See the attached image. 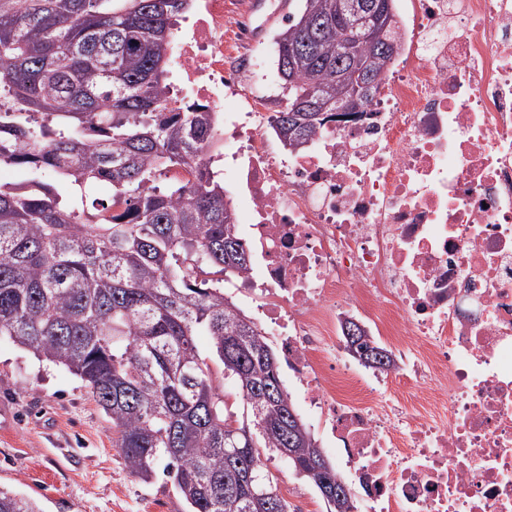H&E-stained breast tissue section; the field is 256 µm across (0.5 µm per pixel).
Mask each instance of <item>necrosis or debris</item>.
I'll use <instances>...</instances> for the list:
<instances>
[{"label": "necrosis or debris", "mask_w": 512, "mask_h": 512, "mask_svg": "<svg viewBox=\"0 0 512 512\" xmlns=\"http://www.w3.org/2000/svg\"><path fill=\"white\" fill-rule=\"evenodd\" d=\"M177 102L220 115L253 259L228 287L279 343L371 512H512V0H404L364 113L281 148L224 109L250 16L198 0ZM389 367H355L348 323Z\"/></svg>", "instance_id": "4bbe7bcc"}]
</instances>
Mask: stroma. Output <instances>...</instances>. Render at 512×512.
Instances as JSON below:
<instances>
[{"label":"stroma","instance_id":"1","mask_svg":"<svg viewBox=\"0 0 512 512\" xmlns=\"http://www.w3.org/2000/svg\"><path fill=\"white\" fill-rule=\"evenodd\" d=\"M280 378L326 457L347 471L296 376L284 367ZM267 466L293 512H326L284 458L270 454ZM164 468L157 463L146 481L131 475L84 383L0 338V487L35 499L42 512H187Z\"/></svg>","mask_w":512,"mask_h":512}]
</instances>
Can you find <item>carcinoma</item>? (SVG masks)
Masks as SVG:
<instances>
[{
	"instance_id": "carcinoma-1",
	"label": "carcinoma",
	"mask_w": 512,
	"mask_h": 512,
	"mask_svg": "<svg viewBox=\"0 0 512 512\" xmlns=\"http://www.w3.org/2000/svg\"><path fill=\"white\" fill-rule=\"evenodd\" d=\"M276 36L296 148L351 97L342 50L371 96L395 53V0L352 31L336 0H302ZM189 0H0V337L79 377L112 426L130 473L166 476L189 512H291L264 452L306 468L318 445L288 418L277 358L224 295L251 264L210 154L219 116L173 107L171 30ZM324 112H296L305 100ZM201 166L194 182L168 174ZM88 185L112 190L86 206ZM209 337L207 350L196 337ZM373 366H390L388 351ZM369 343L354 340L359 351ZM246 406H228L217 375ZM326 512H355L350 491ZM0 512H41L0 487Z\"/></svg>"
}]
</instances>
